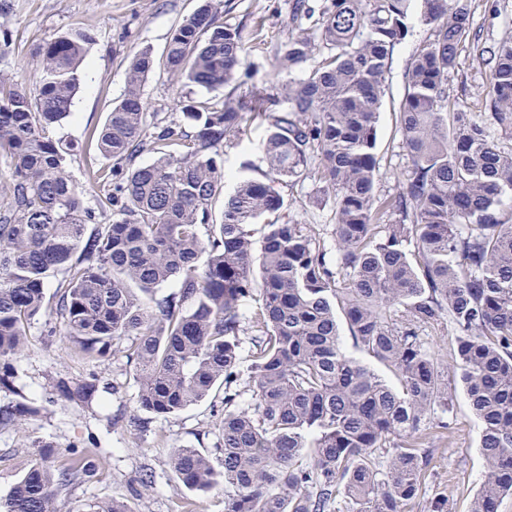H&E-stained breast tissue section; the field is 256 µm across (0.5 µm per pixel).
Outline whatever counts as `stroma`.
Returning a JSON list of instances; mask_svg holds the SVG:
<instances>
[{
    "label": "stroma",
    "instance_id": "stroma-1",
    "mask_svg": "<svg viewBox=\"0 0 512 512\" xmlns=\"http://www.w3.org/2000/svg\"><path fill=\"white\" fill-rule=\"evenodd\" d=\"M322 2L307 0L309 13L297 16L294 0H223L222 21L240 28L247 40L245 60L236 75L242 88L264 85L276 76V52L290 33L316 35ZM199 4L200 0H0L1 79L24 77L36 62L38 48L64 33L84 30L91 36L70 114L54 128L53 136L73 145L67 168L85 187L84 206L95 211L97 223H111L113 212L101 207L102 193L94 181L97 170L111 167L97 149L96 136L124 96L128 60L135 52L150 48L156 61L143 85V100L146 112L156 114L162 123L179 124L186 134H194V124L183 115L184 105L210 106L224 98L220 90L178 89L163 66L171 33ZM471 12L483 46L496 45L512 29V0H472ZM430 35L429 26L411 18L409 32L395 48L386 75L375 149L377 190L385 195L396 193L398 179L409 166L400 131V105L407 64ZM488 88V69L471 44L463 43L458 65L448 75L450 101L473 112L484 111ZM266 129L261 118H253L245 134L225 146V193L233 192L238 179H259L266 172ZM277 189L289 220L313 225L320 241L332 246L336 222L332 197L313 205L319 186L309 179H286ZM56 302V286L48 284L44 310L49 318L31 324L25 350L11 362L15 391L0 390V404L21 395L40 409L32 419L0 425V496L9 492L32 462V443L40 440L61 448L54 461L58 467L67 462L66 449L84 448L91 453L94 477L61 492V512H81L85 503L115 499L124 501L131 512H182L187 502L195 503L197 512H224L223 487L190 493L178 484L171 465L173 450L183 446L213 460L221 458L222 393L168 418L140 410L135 368L125 350L113 351L102 360L74 350L64 324L51 316ZM78 379L97 383L91 403L78 405L60 397L59 382ZM448 391L452 395L447 415L450 433L443 436L434 431L425 441L431 462L406 512H433L438 502L442 512H470L482 489L486 465L479 448L481 425L462 387L452 383ZM147 472L154 476L149 487L140 482Z\"/></svg>",
    "mask_w": 512,
    "mask_h": 512
}]
</instances>
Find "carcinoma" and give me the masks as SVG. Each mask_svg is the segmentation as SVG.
Instances as JSON below:
<instances>
[{
    "instance_id": "carcinoma-1",
    "label": "carcinoma",
    "mask_w": 512,
    "mask_h": 512,
    "mask_svg": "<svg viewBox=\"0 0 512 512\" xmlns=\"http://www.w3.org/2000/svg\"><path fill=\"white\" fill-rule=\"evenodd\" d=\"M413 2L326 0L317 38L288 37L278 69L304 77L263 96L268 170L237 183L218 224L224 145L252 118L246 96L231 91L219 107L187 109L191 141L176 125L148 136L142 85L154 60L148 48L136 52L124 97L98 135L113 164L97 183L116 219L89 233L94 215L67 170L70 148L49 135L69 115L88 34L65 33L38 52L33 90L0 82V155L12 166L0 189V389L14 387L10 361L59 275L55 314L66 338L94 359L128 341L140 410L167 418L224 387L220 465L195 448L174 449L183 487L224 484V512H405L430 462L424 432L449 405L445 368L420 331L447 320L487 464L471 512H497L512 494V211L501 202L512 191V31L479 51L490 74L487 111L451 108L458 48L479 40L470 0H420L432 39L407 65L400 119L410 165L397 193L381 195L376 123ZM220 5L201 0L174 29L165 66L175 84L216 91L234 81L246 41L220 21ZM145 151L156 159L131 166ZM299 177L333 195L332 259L313 227L281 214L276 184ZM264 216L258 245L251 226ZM174 281L178 291L155 297ZM255 295L262 304L247 317ZM341 317L354 345L398 384L346 354ZM58 389L87 404L96 385ZM38 413L25 402L0 405V424ZM33 447L38 457L0 512H59V492L93 476L85 450H67L55 469L47 459L59 450Z\"/></svg>"
}]
</instances>
